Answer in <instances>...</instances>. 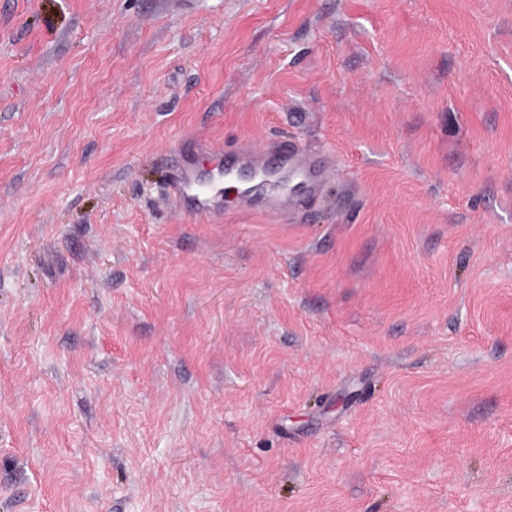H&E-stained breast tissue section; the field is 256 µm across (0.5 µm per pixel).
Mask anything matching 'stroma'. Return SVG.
I'll use <instances>...</instances> for the list:
<instances>
[{"instance_id": "obj_1", "label": "stroma", "mask_w": 512, "mask_h": 512, "mask_svg": "<svg viewBox=\"0 0 512 512\" xmlns=\"http://www.w3.org/2000/svg\"><path fill=\"white\" fill-rule=\"evenodd\" d=\"M0 512H512V0H0ZM279 159L277 169L268 166V157ZM241 169L253 174L279 173L301 175L307 186L309 197L320 194L326 179V171L320 156L309 149H302L288 141L268 140L262 147L250 144L240 145L232 152V158L220 167V179L213 189L202 192L197 188V174L193 168L183 167L180 171L176 191L186 210L194 214H212L221 210L224 204V183L233 182ZM222 185V186H221ZM296 203L297 201L289 199L282 189L268 186L260 192L243 195L237 201V208L241 211H255L259 207L258 204H262L261 208L265 211H279Z\"/></svg>"}]
</instances>
